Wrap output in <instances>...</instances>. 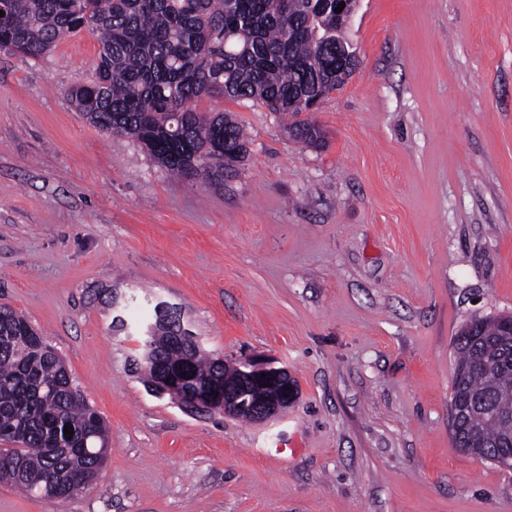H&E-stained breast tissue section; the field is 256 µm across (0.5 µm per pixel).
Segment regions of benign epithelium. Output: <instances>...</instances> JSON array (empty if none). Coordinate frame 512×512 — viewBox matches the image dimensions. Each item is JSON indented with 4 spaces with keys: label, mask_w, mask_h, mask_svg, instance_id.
Listing matches in <instances>:
<instances>
[{
    "label": "benign epithelium",
    "mask_w": 512,
    "mask_h": 512,
    "mask_svg": "<svg viewBox=\"0 0 512 512\" xmlns=\"http://www.w3.org/2000/svg\"><path fill=\"white\" fill-rule=\"evenodd\" d=\"M336 85L346 84L359 68V58L351 54L339 62ZM274 387L277 394L255 398V390ZM157 395L168 394L186 410L199 414L224 413L247 415L250 421L263 423L271 420L296 401L298 391L294 377L286 367H276L269 362L244 359L236 370L224 371L221 379H207L191 387L180 388L178 378L168 373L151 386Z\"/></svg>",
    "instance_id": "7a95c632"
}]
</instances>
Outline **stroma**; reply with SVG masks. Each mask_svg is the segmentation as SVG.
Instances as JSON below:
<instances>
[{
	"label": "stroma",
	"mask_w": 512,
	"mask_h": 512,
	"mask_svg": "<svg viewBox=\"0 0 512 512\" xmlns=\"http://www.w3.org/2000/svg\"><path fill=\"white\" fill-rule=\"evenodd\" d=\"M347 36L322 148L196 101L248 134L220 188L79 115L97 33L0 49V304L109 431L91 488L55 510L0 484V512H512V470L449 427L455 334L512 315V0H360ZM158 298L212 353L288 367L297 401L252 423L147 390L128 329Z\"/></svg>",
	"instance_id": "obj_1"
}]
</instances>
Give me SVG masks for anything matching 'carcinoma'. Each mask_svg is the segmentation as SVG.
<instances>
[{
  "label": "carcinoma",
  "mask_w": 512,
  "mask_h": 512,
  "mask_svg": "<svg viewBox=\"0 0 512 512\" xmlns=\"http://www.w3.org/2000/svg\"><path fill=\"white\" fill-rule=\"evenodd\" d=\"M0 43L38 57L65 36L101 33L90 83L68 96L106 135L138 142L173 174L221 187L247 153L241 125L226 112H198L201 97L249 100L289 115V136L306 147L324 133L302 117L332 81L336 54L349 44L330 0H0ZM512 316L481 319L487 345L460 329L451 399L475 402L458 448L512 455ZM140 368L150 385L156 368L186 366L213 374L216 355L178 344L179 316L155 310ZM502 359L489 376L479 360ZM58 354L26 317L0 306V484L37 492L51 505L88 488L105 464L104 419L71 388ZM73 435L64 436L65 425Z\"/></svg>",
  "instance_id": "obj_1"
}]
</instances>
